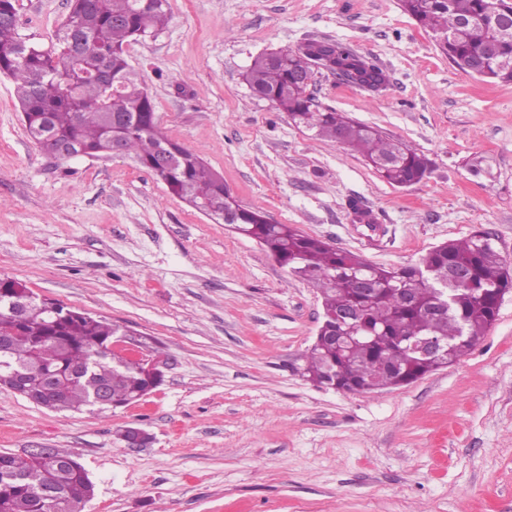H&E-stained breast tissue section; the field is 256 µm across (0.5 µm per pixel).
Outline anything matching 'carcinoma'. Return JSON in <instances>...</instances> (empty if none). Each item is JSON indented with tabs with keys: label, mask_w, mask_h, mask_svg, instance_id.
Instances as JSON below:
<instances>
[{
	"label": "carcinoma",
	"mask_w": 512,
	"mask_h": 512,
	"mask_svg": "<svg viewBox=\"0 0 512 512\" xmlns=\"http://www.w3.org/2000/svg\"><path fill=\"white\" fill-rule=\"evenodd\" d=\"M404 13L434 36L457 31L459 22L475 23L440 45L457 67L483 58L496 47L503 67L489 68L490 80L512 82V24L502 25L498 8L509 0H400ZM15 0H0V74L13 80L27 137L50 158L62 161L71 146L82 157L110 155L112 139L122 140L124 154L164 183L168 191L209 216L227 211L238 233L256 240L289 272L320 293L325 339L302 355L300 371L317 386L371 393L405 386L435 371L409 351L402 338L431 335L448 341V361L470 351L496 320L499 291L512 290V273L488 235L473 234L442 242L408 265L386 267L306 235L288 224H274L261 211L242 207L224 179L195 154L166 138L155 121V104L132 71L125 47L154 36L167 24V0H70V10L56 46L27 43L15 25ZM105 61L112 76L106 95L91 77L73 79L77 68L90 70ZM323 70L344 82L376 92L387 82L385 71L341 42L309 40L274 57H257L245 74L252 93L274 103L313 136L336 142L362 155L389 184L421 182L430 162L413 145L357 123L342 112L322 108L307 93L308 81ZM462 266L467 278L448 286V310L430 314L436 290L448 282V270ZM364 274L376 293L365 296L353 285ZM413 303L404 306L397 290ZM33 296L13 279L0 282V327L13 330L0 349V386L13 387V376L40 381L48 371L69 373L64 387L41 398L52 411L99 412L97 397L105 390L112 408L142 399L164 381L146 370L147 362L110 348L121 336L119 325L68 309L47 299L16 312L12 301ZM354 315L360 339L354 347L331 340L338 315ZM61 501L62 512H83L95 485L74 454L53 449L52 459L0 452V512H42L47 492Z\"/></svg>",
	"instance_id": "1"
}]
</instances>
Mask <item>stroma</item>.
<instances>
[{"label": "stroma", "mask_w": 512, "mask_h": 512, "mask_svg": "<svg viewBox=\"0 0 512 512\" xmlns=\"http://www.w3.org/2000/svg\"><path fill=\"white\" fill-rule=\"evenodd\" d=\"M16 8L19 34L46 48L69 0ZM310 39L387 72L376 92L324 72L308 91L415 146L431 162L423 181L390 185L251 94L258 55ZM126 54L163 134L243 207L377 265L481 232L512 266V82L458 68L399 0H169L163 32ZM476 156L491 176L471 173ZM0 277L151 339L168 363L156 391L100 416L0 387V451H72L95 483L84 512H512V293L468 354L422 379L314 386L292 366L323 320L315 288L131 158H48L3 76ZM128 426L153 441L127 447Z\"/></svg>", "instance_id": "1"}]
</instances>
